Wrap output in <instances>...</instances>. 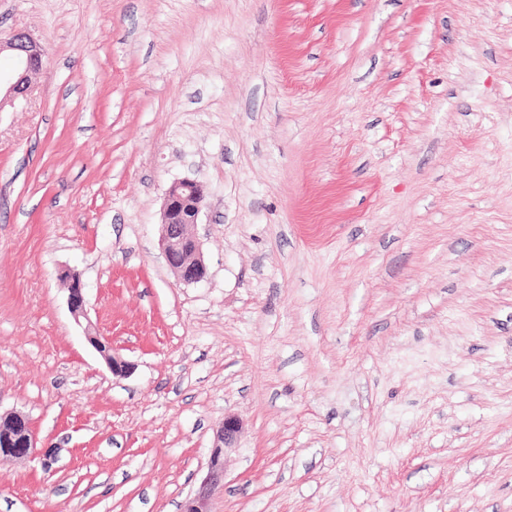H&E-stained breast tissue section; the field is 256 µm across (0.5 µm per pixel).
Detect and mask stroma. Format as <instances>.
Listing matches in <instances>:
<instances>
[{"label":"stroma","mask_w":512,"mask_h":512,"mask_svg":"<svg viewBox=\"0 0 512 512\" xmlns=\"http://www.w3.org/2000/svg\"><path fill=\"white\" fill-rule=\"evenodd\" d=\"M18 31L0 409L57 461L0 460V512H180L228 414L213 512H512V0H0ZM10 51L16 63V75H0V110L6 100L24 96L29 88L28 77L43 65L44 50L40 43L25 33H17L5 45L0 41V55ZM204 199L202 185L188 179L172 183L164 196L159 244L168 270L185 284L200 282L207 275L200 242L191 231L198 224ZM64 277L69 281L68 303L72 314L77 320L80 317H86V303L84 297V288L80 276L75 272H64ZM87 336L91 345L105 360L112 375L124 377L132 372L134 368L133 364L114 353L112 342L108 337L99 336V334H92L89 332H87Z\"/></svg>","instance_id":"stroma-1"}]
</instances>
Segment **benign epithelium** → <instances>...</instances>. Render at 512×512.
<instances>
[{"mask_svg":"<svg viewBox=\"0 0 512 512\" xmlns=\"http://www.w3.org/2000/svg\"><path fill=\"white\" fill-rule=\"evenodd\" d=\"M9 51L16 63L15 74L0 77V108L7 100L27 93L29 74L43 65L44 50L40 43L25 33H17L3 44L0 54ZM204 190L194 180L172 183L165 192L161 210L159 244L168 270L177 281L192 284L207 275V266L200 242L191 231L198 224L204 205ZM68 303L75 318L86 316L84 288L80 276L68 271ZM91 345L100 353L109 370L115 376H126L134 364L114 353L111 340L106 336L88 334ZM243 430L238 417L228 414L216 429L215 438L207 463V474L198 491L182 505L181 512H211L210 500L216 488L224 481V457L226 450L236 447ZM0 458L27 460L37 458L44 471L54 472L56 452L52 448L38 449V440L28 417L19 411L0 413Z\"/></svg>","mask_w":512,"mask_h":512,"instance_id":"obj_1","label":"benign epithelium"}]
</instances>
